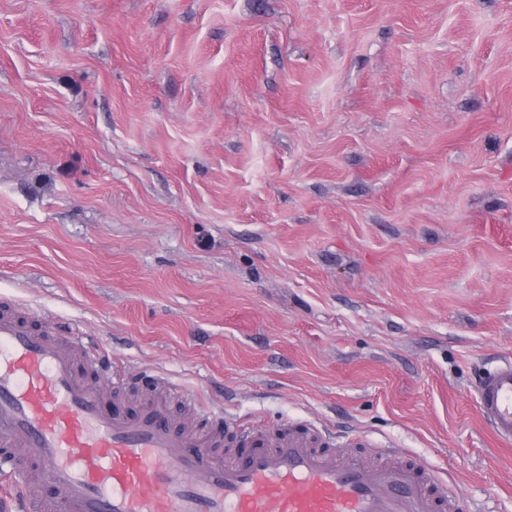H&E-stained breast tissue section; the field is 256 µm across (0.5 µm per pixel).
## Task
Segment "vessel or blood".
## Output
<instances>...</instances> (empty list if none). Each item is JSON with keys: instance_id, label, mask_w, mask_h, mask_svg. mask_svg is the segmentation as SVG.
I'll return each instance as SVG.
<instances>
[{"instance_id": "vessel-or-blood-1", "label": "vessel or blood", "mask_w": 512, "mask_h": 512, "mask_svg": "<svg viewBox=\"0 0 512 512\" xmlns=\"http://www.w3.org/2000/svg\"><path fill=\"white\" fill-rule=\"evenodd\" d=\"M477 407L512 442V360L477 384ZM238 453L170 422L164 398L132 418L113 415L88 387L57 325L22 322L0 307V475L17 512H41L34 486L62 494L64 512H456L424 462L372 464L314 447L285 425L238 433Z\"/></svg>"}]
</instances>
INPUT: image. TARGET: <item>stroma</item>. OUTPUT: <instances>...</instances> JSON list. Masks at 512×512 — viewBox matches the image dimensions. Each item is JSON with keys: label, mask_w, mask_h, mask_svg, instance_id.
I'll list each match as a JSON object with an SVG mask.
<instances>
[{"label": "stroma", "mask_w": 512, "mask_h": 512, "mask_svg": "<svg viewBox=\"0 0 512 512\" xmlns=\"http://www.w3.org/2000/svg\"><path fill=\"white\" fill-rule=\"evenodd\" d=\"M0 301L213 434L512 512V0H0ZM477 407L484 423L502 442H512V360L505 359L477 384Z\"/></svg>", "instance_id": "35a3bbf8"}]
</instances>
